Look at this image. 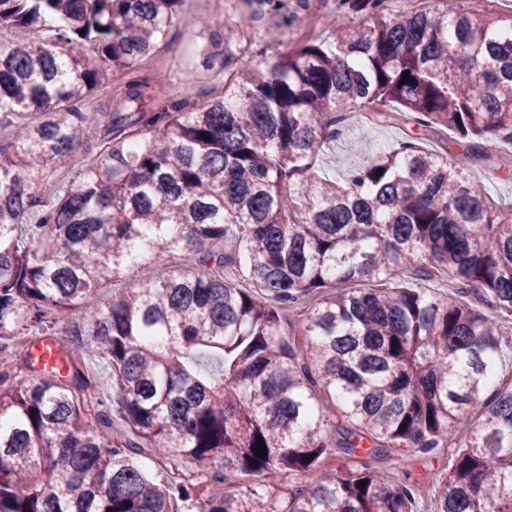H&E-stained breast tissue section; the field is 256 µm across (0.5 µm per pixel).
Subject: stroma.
Returning a JSON list of instances; mask_svg holds the SVG:
<instances>
[{"mask_svg":"<svg viewBox=\"0 0 512 512\" xmlns=\"http://www.w3.org/2000/svg\"><path fill=\"white\" fill-rule=\"evenodd\" d=\"M183 0L165 39L157 46L150 62L143 64L145 75H159L163 84L158 102L207 100L224 91L225 81L239 63L251 60L259 69H269L281 53L303 41L327 43L333 38L335 19L344 15L340 0H282L281 12H273L262 0ZM423 141L425 148L441 149L440 133L412 126H377L367 120L349 119L342 124L334 149L321 160L326 171L347 170L364 163L357 142L372 150L393 149L404 135ZM505 159L494 155L472 160L469 174L496 199H512V175L504 173ZM446 456H416L407 459L405 468L392 471L394 479L411 476L419 490L417 512H431L432 500L425 480L433 468L446 464Z\"/></svg>","mask_w":512,"mask_h":512,"instance_id":"obj_1","label":"stroma"}]
</instances>
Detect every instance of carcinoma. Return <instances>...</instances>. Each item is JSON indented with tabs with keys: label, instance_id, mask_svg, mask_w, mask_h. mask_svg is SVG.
Returning a JSON list of instances; mask_svg holds the SVG:
<instances>
[{
	"label": "carcinoma",
	"instance_id": "cac0c4a2",
	"mask_svg": "<svg viewBox=\"0 0 512 512\" xmlns=\"http://www.w3.org/2000/svg\"><path fill=\"white\" fill-rule=\"evenodd\" d=\"M181 2L0 0V352L28 370L0 371V512H416L372 462L442 448L432 512H512V201L412 136L321 168L359 111L449 131L461 160L512 145V15L349 0L365 17L331 44L150 112L141 62ZM114 71L121 96L99 94ZM74 310L51 376L29 350ZM141 448L217 486L159 484ZM316 468L313 489L266 486Z\"/></svg>",
	"mask_w": 512,
	"mask_h": 512
}]
</instances>
